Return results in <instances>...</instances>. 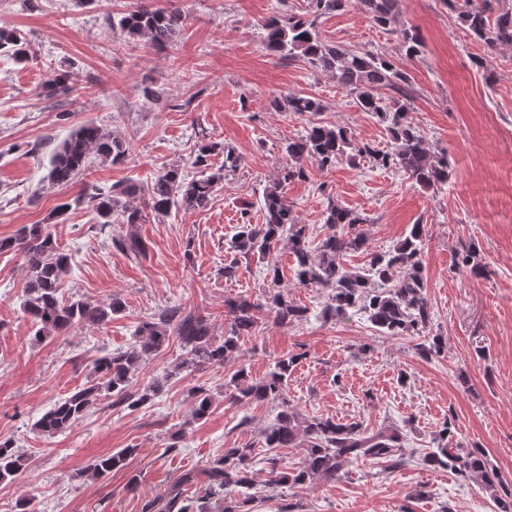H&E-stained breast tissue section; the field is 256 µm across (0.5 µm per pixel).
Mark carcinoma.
<instances>
[{
    "label": "carcinoma",
    "instance_id": "1",
    "mask_svg": "<svg viewBox=\"0 0 512 512\" xmlns=\"http://www.w3.org/2000/svg\"><path fill=\"white\" fill-rule=\"evenodd\" d=\"M399 2L359 0L373 22L396 34L406 56L413 58L421 52L422 43L414 28L399 25ZM444 2L457 14L468 34L487 48L512 47V8L501 10L493 18L491 0ZM348 3L349 0H310L308 18L287 13L269 18L264 25L267 50L281 59L297 53L308 57L316 68L331 75L342 89L353 95L363 111L386 124L390 149L381 150L369 143L358 149L373 165L399 169L424 189L435 190L447 184L448 158L439 157L431 150L420 126L409 116L408 75L384 55L354 53L320 39L318 19L342 10ZM183 21L182 9L172 3L164 8L139 5L117 20H108V24L130 38H142L154 49L164 50L174 41ZM0 55L18 64L36 58L22 31L2 27ZM382 88L393 95L379 96L377 91ZM42 91L48 97L72 92L69 72L60 68L52 70ZM269 105L276 111L286 109L304 116H315L324 109L321 102L305 96H276ZM351 145L347 128L309 121L303 135L285 144L287 160L280 166L276 182L263 196V223L237 225L229 248L244 259L252 256L265 259L286 239L294 258V283L300 287L331 288L321 309L324 319L341 321L361 312L385 336H427L432 312L421 260L427 225H412L393 249L374 252L361 229L368 219L331 202L324 217L328 232L315 244L306 225L296 223L293 206L282 195V185L309 180L314 166L321 170L333 167L347 155ZM131 154V143L93 123L86 124L71 131L54 148L47 178L55 185H69L87 169L91 157L121 164ZM218 155L224 156V161L216 168L211 164V157ZM192 165L197 169L195 178L188 179L178 165H165L146 188L131 180L108 189L86 183L78 195L57 205L51 218L57 219L72 207L85 205L95 214L96 223L103 227L120 223L132 228L145 222L146 208L158 215H168L174 210H201L210 204L224 182V173L236 170L238 156L223 142L210 140L200 146ZM15 246L21 251L27 270L28 282L21 307L33 322V341L69 334L86 326L104 325L124 310V303L116 297L106 302L83 298L67 301L62 297L59 286L70 266L69 255L53 237L50 225H25L18 237L0 242V250ZM113 246L137 258L148 256L145 242L135 232L113 241ZM350 253L366 254L365 268L351 270L344 266L343 259ZM454 262L474 275L485 270L478 262L473 243L458 249ZM266 279L273 321L286 325L306 320L308 309L289 300L277 262H267ZM224 309L229 325L222 338L211 333L202 316L179 307L162 309L141 321L134 331L133 344L97 359L89 385L55 404L34 422L32 429L51 437L68 429L103 394L112 398V406L116 408L134 409L158 396L170 379L185 371L224 366L238 353L240 337L257 326L259 306L240 297L224 301ZM173 334L178 336L186 358L140 390L130 391L132 378L152 355L169 345ZM443 349V339L434 336L419 344L418 353L428 358L441 354ZM302 357L298 353L276 359L271 370L255 381L241 368L229 381L236 390L237 400L278 405L279 412L265 432V447L305 449L301 463L291 469L281 465L276 454L266 457L268 487L334 481L344 466L359 459L382 460L390 468L404 465V435L399 428L392 426L369 432L359 421L307 416L290 405L286 396L288 380ZM188 397L190 418L183 428L170 435L169 451L181 448L186 428L209 415L215 403L213 395L200 386L190 388ZM454 437L453 425L444 422L432 434L434 450L421 458L423 465L450 469L464 478L480 481L501 512H512V483L504 482L496 472L488 470L481 451L463 449L454 442ZM133 453L134 449L124 448L102 456L89 466L88 473L94 479L107 476L124 468ZM256 456L257 449L252 443L226 448L224 453L207 461L203 487L187 495V486L196 483V475L185 473L164 492L145 501L141 512H246L244 507L251 501L248 490L254 485ZM22 469L23 458L14 446L8 441L0 442V483L14 480Z\"/></svg>",
    "mask_w": 512,
    "mask_h": 512
}]
</instances>
